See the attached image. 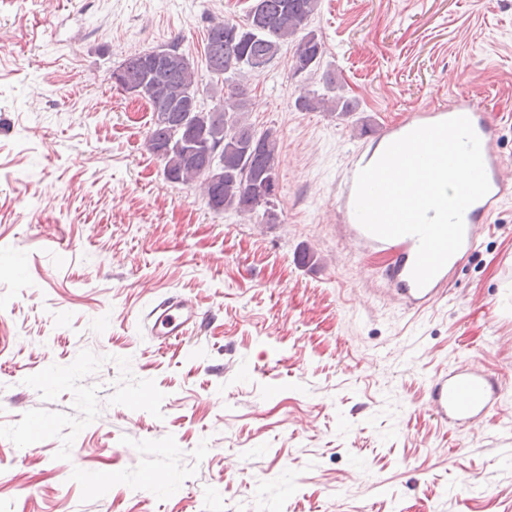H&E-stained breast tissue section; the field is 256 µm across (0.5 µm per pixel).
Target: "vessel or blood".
Instances as JSON below:
<instances>
[{
	"mask_svg": "<svg viewBox=\"0 0 512 512\" xmlns=\"http://www.w3.org/2000/svg\"><path fill=\"white\" fill-rule=\"evenodd\" d=\"M456 116L468 117L480 138L490 190L467 208L464 214V240L460 249L426 286L420 288L411 277L418 250L417 238L404 235L382 239L365 230L355 216L356 178L363 168L380 157L392 141L419 126ZM511 197L512 179L504 174L494 125L472 97L459 94L449 100L446 111L413 113L410 119L388 127L368 149L359 152L353 163L347 167L342 179L340 209L345 230L355 249L397 251L395 262L386 268L384 275L394 286L405 309L419 313L435 306L446 295L450 273L473 251L482 225ZM200 318L201 314L192 301L170 296L149 312L148 323L153 336L166 343L185 336ZM428 395L433 415L458 428L478 422L497 405L499 398L494 378L484 370L472 366L451 368L444 376L431 380Z\"/></svg>",
	"mask_w": 512,
	"mask_h": 512,
	"instance_id": "1",
	"label": "vessel or blood"
}]
</instances>
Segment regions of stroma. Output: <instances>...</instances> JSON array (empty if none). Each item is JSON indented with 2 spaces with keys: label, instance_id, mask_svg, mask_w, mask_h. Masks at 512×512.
Masks as SVG:
<instances>
[{
  "label": "stroma",
  "instance_id": "stroma-1",
  "mask_svg": "<svg viewBox=\"0 0 512 512\" xmlns=\"http://www.w3.org/2000/svg\"><path fill=\"white\" fill-rule=\"evenodd\" d=\"M253 0H0V512H512V198L446 298L407 313L387 253L336 232L352 155L449 92L476 97L512 176V0H320L352 117L298 110L294 47L248 74L280 133L279 220L210 211L146 147L111 80L172 42L206 107L211 22ZM171 295L205 319L159 343ZM467 362L500 402L467 433L427 382ZM149 53H138L124 59L116 68L112 70V75L116 70H121L123 76L131 83L141 84L143 82L144 72L142 70L143 64L147 61ZM117 84L123 83L121 73L113 75V81Z\"/></svg>",
  "mask_w": 512,
  "mask_h": 512
}]
</instances>
